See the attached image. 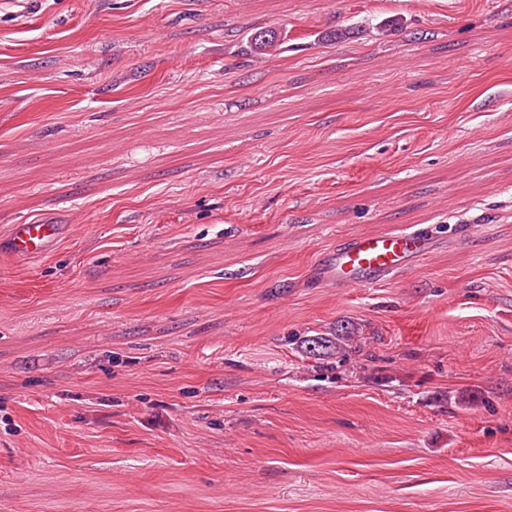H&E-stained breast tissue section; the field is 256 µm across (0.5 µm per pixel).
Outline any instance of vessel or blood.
Masks as SVG:
<instances>
[{
	"mask_svg": "<svg viewBox=\"0 0 512 512\" xmlns=\"http://www.w3.org/2000/svg\"><path fill=\"white\" fill-rule=\"evenodd\" d=\"M70 230V225L54 221L14 224L0 245L10 256L36 258L51 251ZM435 246L436 237L427 228L348 236L319 254L314 273L339 288L376 285L412 269Z\"/></svg>",
	"mask_w": 512,
	"mask_h": 512,
	"instance_id": "vessel-or-blood-1",
	"label": "vessel or blood"
}]
</instances>
